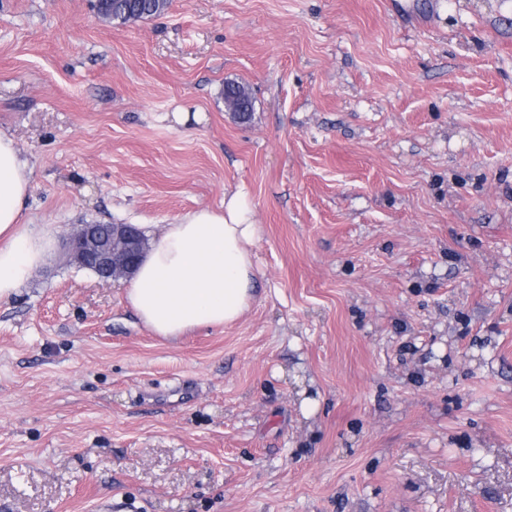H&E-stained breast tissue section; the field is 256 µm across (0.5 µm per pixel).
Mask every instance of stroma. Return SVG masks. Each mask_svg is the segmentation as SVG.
Here are the masks:
<instances>
[{"mask_svg": "<svg viewBox=\"0 0 512 512\" xmlns=\"http://www.w3.org/2000/svg\"><path fill=\"white\" fill-rule=\"evenodd\" d=\"M92 4L0 0L24 220L242 188L258 296L167 339L56 253L0 302V512H512V0ZM113 2V5H112ZM113 0H100L99 8L112 15L113 12L123 18V23L139 21L160 16L165 10L164 0H122L116 2ZM98 18L105 23L112 24L117 18L112 15V22L105 15L96 11ZM235 92L239 101L245 106V112H233L235 118L240 122H248L252 118L253 99L249 89L235 81H226L224 83V101L229 93Z\"/></svg>", "mask_w": 512, "mask_h": 512, "instance_id": "obj_1", "label": "stroma"}]
</instances>
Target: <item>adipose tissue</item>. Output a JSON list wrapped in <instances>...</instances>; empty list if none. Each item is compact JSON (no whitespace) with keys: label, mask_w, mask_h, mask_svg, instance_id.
<instances>
[{"label":"adipose tissue","mask_w":512,"mask_h":512,"mask_svg":"<svg viewBox=\"0 0 512 512\" xmlns=\"http://www.w3.org/2000/svg\"><path fill=\"white\" fill-rule=\"evenodd\" d=\"M32 174L14 138L0 132V301L15 296L55 253L53 225L22 221ZM141 232L150 246L125 299L156 335L176 338L234 323L253 302L259 229L243 191L223 207L200 208L161 231L145 226Z\"/></svg>","instance_id":"ef3b65f1"}]
</instances>
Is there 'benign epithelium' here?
Instances as JSON below:
<instances>
[{
  "label": "benign epithelium",
  "mask_w": 512,
  "mask_h": 512,
  "mask_svg": "<svg viewBox=\"0 0 512 512\" xmlns=\"http://www.w3.org/2000/svg\"><path fill=\"white\" fill-rule=\"evenodd\" d=\"M143 248L133 224H80L65 244L73 263L93 270L104 282L134 274Z\"/></svg>",
  "instance_id": "benign-epithelium-1"
}]
</instances>
